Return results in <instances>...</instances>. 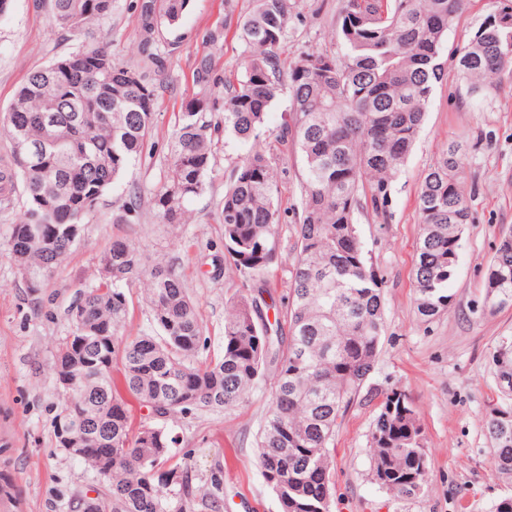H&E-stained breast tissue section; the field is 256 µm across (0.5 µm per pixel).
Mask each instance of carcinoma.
<instances>
[{"instance_id":"obj_1","label":"carcinoma","mask_w":512,"mask_h":512,"mask_svg":"<svg viewBox=\"0 0 512 512\" xmlns=\"http://www.w3.org/2000/svg\"><path fill=\"white\" fill-rule=\"evenodd\" d=\"M56 27L73 35L101 30L112 0H45ZM470 0H341L335 37L340 50L300 52L281 59L297 0H255L238 17L244 46L240 71L226 75L213 51L222 31L202 36L208 52L196 60V91L168 134L163 176L149 190L132 183L118 224L137 219L142 197L155 222L182 230L193 223L191 201L209 185L215 146L223 137L248 149L234 166L216 214L224 259L251 285L227 300L223 354L197 362L207 346L185 280L130 239L100 255L99 275L67 310L68 336L53 373L62 393L59 414L112 430V444L89 443L81 460L103 484L78 496L71 512H221L213 473L194 482L192 467L169 464L177 439L166 422L202 409L249 400L260 382L269 404L258 433V463L281 512H331L339 419L374 369L385 330L384 281L369 262L356 214L386 213L392 188L426 121L444 76L450 30ZM190 0H137L138 63L112 57L106 38L28 73L0 114L10 155L0 161V209L17 191L25 210L10 224L6 244L24 255L28 288L48 286L73 243L57 236L63 224L87 223L98 202L141 159L155 134V105L168 90L162 28H174ZM457 73L470 97L512 76V26L486 24L455 49ZM288 82L290 112L275 133L302 164V208L286 318L261 322L267 275L278 263L285 220L275 158L260 146L272 101ZM54 136L58 146L33 159L17 147ZM462 145L452 141L425 173L416 197L419 217L414 313L430 323L448 311V284L472 222L464 187ZM158 333L125 337L132 289ZM512 308V233L502 235L485 279L483 311ZM88 339L78 349V337ZM491 368L503 396L512 397V336L498 339ZM154 422L133 430L126 397ZM486 428L496 470L512 476V406L492 409ZM375 480L399 499L418 495L429 456L418 412L401 390L387 393L371 433Z\"/></svg>"}]
</instances>
